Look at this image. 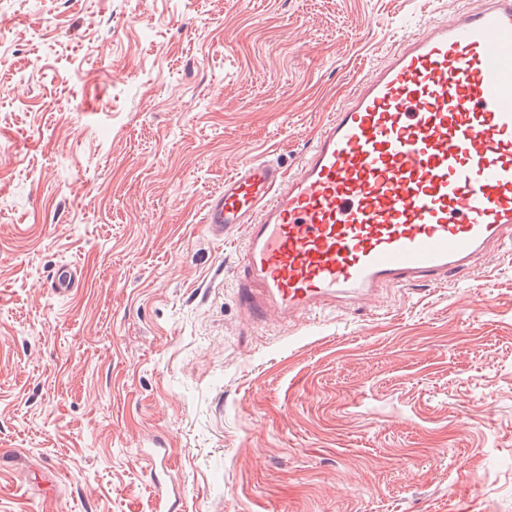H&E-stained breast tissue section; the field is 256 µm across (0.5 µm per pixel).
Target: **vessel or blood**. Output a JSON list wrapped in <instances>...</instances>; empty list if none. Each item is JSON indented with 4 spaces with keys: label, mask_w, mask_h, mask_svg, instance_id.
<instances>
[{
    "label": "vessel or blood",
    "mask_w": 512,
    "mask_h": 512,
    "mask_svg": "<svg viewBox=\"0 0 512 512\" xmlns=\"http://www.w3.org/2000/svg\"><path fill=\"white\" fill-rule=\"evenodd\" d=\"M512 0L405 36L292 171L251 158L203 221L244 230L243 314L313 315L437 282L512 241Z\"/></svg>",
    "instance_id": "vessel-or-blood-1"
}]
</instances>
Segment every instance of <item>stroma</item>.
Listing matches in <instances>:
<instances>
[{
	"mask_svg": "<svg viewBox=\"0 0 512 512\" xmlns=\"http://www.w3.org/2000/svg\"><path fill=\"white\" fill-rule=\"evenodd\" d=\"M475 4L0 0V512H512V251L258 325L203 222Z\"/></svg>",
	"mask_w": 512,
	"mask_h": 512,
	"instance_id": "1",
	"label": "stroma"
}]
</instances>
